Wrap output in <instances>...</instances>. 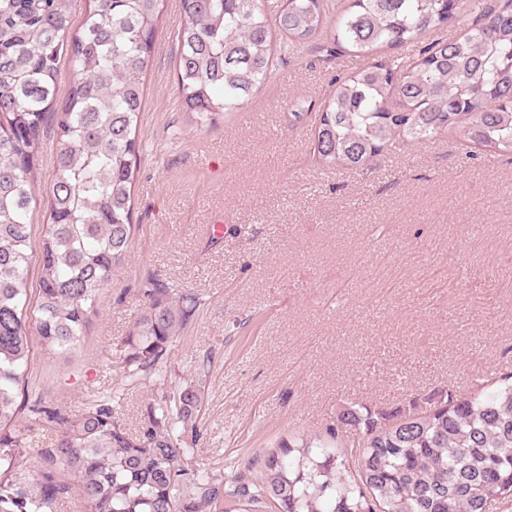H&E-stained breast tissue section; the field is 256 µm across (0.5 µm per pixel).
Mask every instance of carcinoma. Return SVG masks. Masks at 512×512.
<instances>
[{
	"label": "carcinoma",
	"mask_w": 512,
	"mask_h": 512,
	"mask_svg": "<svg viewBox=\"0 0 512 512\" xmlns=\"http://www.w3.org/2000/svg\"><path fill=\"white\" fill-rule=\"evenodd\" d=\"M0 0V512H48L79 490L85 512H490L512 502V367L469 394L422 411L341 406L327 434L300 433L257 459L233 488L187 459L203 397L175 389L132 433L97 392L79 415L35 403L16 427L34 310L47 354L69 355L131 244L142 80L165 0ZM177 90L188 122L217 125L251 100L283 50L320 42L362 64L338 77L313 133L317 164L362 170L383 152L446 132L512 156V0H180ZM449 23L460 39L427 41ZM419 48L417 62L379 57ZM70 79L60 94L62 54ZM56 169L38 254L31 248L34 174L47 115ZM40 270L35 307L27 282ZM147 310L126 341L121 382L160 371L198 302L141 285ZM60 438L26 465L29 442ZM352 443L343 441L344 434Z\"/></svg>",
	"instance_id": "1"
}]
</instances>
